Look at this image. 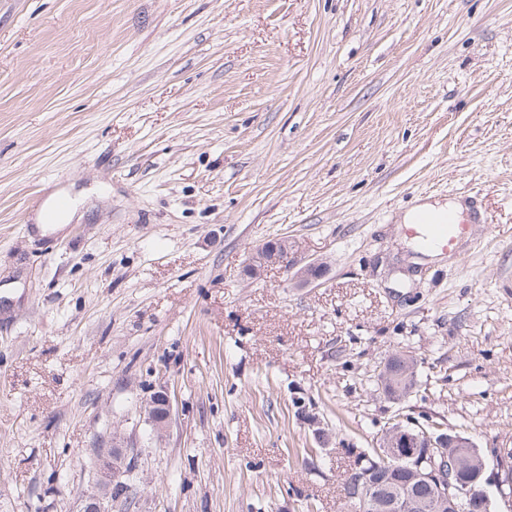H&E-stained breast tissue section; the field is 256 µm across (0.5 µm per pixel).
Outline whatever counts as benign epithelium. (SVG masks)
<instances>
[{"label": "benign epithelium", "instance_id": "7a95c632", "mask_svg": "<svg viewBox=\"0 0 512 512\" xmlns=\"http://www.w3.org/2000/svg\"><path fill=\"white\" fill-rule=\"evenodd\" d=\"M266 263H277L285 269L298 268V277L303 283L317 279L320 266L308 263L300 265L296 252L286 240L266 243L260 251L259 263H250L246 275L256 278ZM170 395L162 391L154 396L149 406V418L153 429L160 434L166 428L171 416ZM424 444L421 452L412 456L411 465L415 479L430 483L434 487V496L442 506L452 512H483L490 508L491 498L503 501L512 500V480L503 477L508 471L509 453L507 448H492L490 452L497 461L496 476L487 480L482 487L461 479L455 458L448 454L450 448H474L473 440L460 433L449 436L438 430L431 431L423 427L410 429V426L397 423L386 431L377 443L381 457L395 459V448L407 438ZM97 460L100 478L94 488L84 495L78 512H116L124 504L123 495L131 487L129 478L134 468V449L124 445L117 435H112L111 443L105 447L93 449ZM363 492L353 495L355 502L361 503V509H379L381 512H406L412 505L408 489L391 490L375 470L363 473Z\"/></svg>", "mask_w": 512, "mask_h": 512}]
</instances>
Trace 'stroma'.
Segmentation results:
<instances>
[{
	"label": "stroma",
	"instance_id": "stroma-1",
	"mask_svg": "<svg viewBox=\"0 0 512 512\" xmlns=\"http://www.w3.org/2000/svg\"><path fill=\"white\" fill-rule=\"evenodd\" d=\"M276 240L322 279L247 278ZM398 416L512 448V0H0V512H75L113 432L135 512H347ZM443 211H446L445 207H437L428 203L417 205L402 216V222L403 224H418L421 213ZM420 221L427 227V233L422 236L421 240L425 249L447 247L448 251H452L458 240L468 233V227L462 224L452 211L439 215L425 213L420 216ZM413 358L399 352L393 355L389 363L391 375L384 378L381 373V386L383 392L394 400L404 397L414 384L415 371L412 368L411 361ZM407 373V371H409ZM171 409V398L165 391L158 393L151 401V405L149 406V418L157 435L161 434L166 428L167 422L171 416Z\"/></svg>",
	"mask_w": 512,
	"mask_h": 512
}]
</instances>
